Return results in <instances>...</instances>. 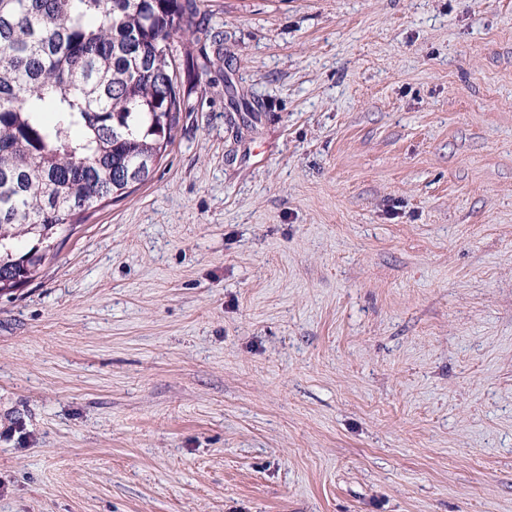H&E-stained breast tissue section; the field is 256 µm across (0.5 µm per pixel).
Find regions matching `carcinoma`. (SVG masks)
Returning <instances> with one entry per match:
<instances>
[{"label":"carcinoma","instance_id":"carcinoma-1","mask_svg":"<svg viewBox=\"0 0 512 512\" xmlns=\"http://www.w3.org/2000/svg\"><path fill=\"white\" fill-rule=\"evenodd\" d=\"M197 14V0H0V294L128 195L123 173L151 179L187 111L174 51Z\"/></svg>","mask_w":512,"mask_h":512}]
</instances>
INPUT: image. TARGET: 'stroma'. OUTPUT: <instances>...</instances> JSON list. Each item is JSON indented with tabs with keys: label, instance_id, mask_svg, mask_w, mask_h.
Listing matches in <instances>:
<instances>
[{
	"label": "stroma",
	"instance_id": "1",
	"mask_svg": "<svg viewBox=\"0 0 512 512\" xmlns=\"http://www.w3.org/2000/svg\"><path fill=\"white\" fill-rule=\"evenodd\" d=\"M200 19L152 179L0 295V512H512V0Z\"/></svg>",
	"mask_w": 512,
	"mask_h": 512
}]
</instances>
